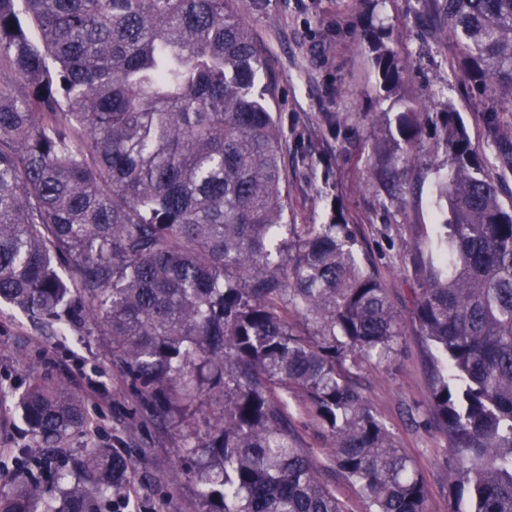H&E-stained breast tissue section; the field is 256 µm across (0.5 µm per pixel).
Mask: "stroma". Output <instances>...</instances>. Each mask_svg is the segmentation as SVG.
<instances>
[{
	"label": "stroma",
	"instance_id": "obj_1",
	"mask_svg": "<svg viewBox=\"0 0 512 512\" xmlns=\"http://www.w3.org/2000/svg\"><path fill=\"white\" fill-rule=\"evenodd\" d=\"M263 51L270 97L288 129L286 175L288 221L324 224L340 211L361 251L375 269L399 313L409 315L411 244L431 233L433 185L445 160L434 128H426L418 159L391 164L388 128L401 110L379 86L365 25L384 27L390 44L407 59L405 98L432 111L459 112L473 144L490 151V116L485 94L464 77L443 12L436 0H235ZM304 160H296L297 150ZM389 168V181L374 167ZM372 409L400 448L413 459L427 492L428 512H448L452 460L448 442L430 410L427 352L414 333L402 339L392 359L364 365L358 373ZM66 382L84 402L90 429L72 434L61 451L50 454L40 472L55 486L59 470L78 472L87 449L108 446L134 464V492L128 512H204L187 475L166 486L153 475L177 461L180 433L142 400L120 360L108 346L103 326L84 319L76 327L33 323L20 308L0 305V448L31 440L17 401L33 379ZM301 447L311 449L323 482L349 512H367L358 489L336 470L321 427L308 418L302 398H288Z\"/></svg>",
	"mask_w": 512,
	"mask_h": 512
}]
</instances>
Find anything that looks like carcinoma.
Returning <instances> with one entry per match:
<instances>
[{
    "label": "carcinoma",
    "mask_w": 512,
    "mask_h": 512,
    "mask_svg": "<svg viewBox=\"0 0 512 512\" xmlns=\"http://www.w3.org/2000/svg\"><path fill=\"white\" fill-rule=\"evenodd\" d=\"M232 2L0 0V303L73 323L76 302L104 324L183 433L176 471L197 460L204 512H346L298 447L288 392L369 512H427L422 476L353 381L406 326L342 214L285 221L286 132ZM444 22L463 74L490 90L495 153L436 113L447 171L433 237L412 246V323L454 457L450 512H512V206L491 175L512 171V0H446ZM362 39L398 93L409 65L384 28ZM426 111L397 115L396 161L412 160ZM201 396L216 407L202 433ZM19 409L36 445L8 449L21 466L0 512H100L129 484L130 459L89 448L78 481L47 492L35 470L87 425L83 401L35 379Z\"/></svg>",
    "instance_id": "obj_1"
}]
</instances>
